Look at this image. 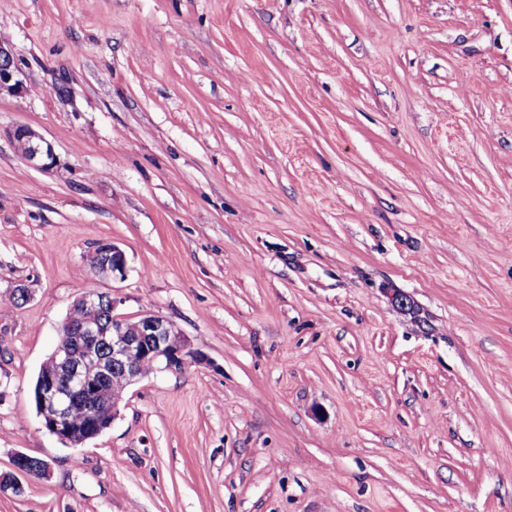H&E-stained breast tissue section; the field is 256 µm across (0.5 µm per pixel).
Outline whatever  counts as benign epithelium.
I'll return each mask as SVG.
<instances>
[{"label":"benign epithelium","mask_w":512,"mask_h":512,"mask_svg":"<svg viewBox=\"0 0 512 512\" xmlns=\"http://www.w3.org/2000/svg\"><path fill=\"white\" fill-rule=\"evenodd\" d=\"M25 87L17 78L11 54L0 42V95L20 96ZM15 145L22 146L21 157L31 167L42 171L59 165L52 145L26 126H16L9 133ZM94 274L102 279H124L127 259L114 242L103 240L88 255ZM121 300L110 293L84 292L71 310L86 314L74 323L65 318L59 340L51 354L54 369L40 374L33 390L38 416L44 428L64 445L79 448L107 430L120 412L128 386L145 376L141 364L148 362L152 371L180 370L197 360L175 325L165 317L143 312L135 317L120 312ZM119 375L112 389H103L111 375ZM78 407L86 413V424L77 429L70 416ZM13 472L0 474V492L22 487L18 476H50V464L42 459L31 466V456L16 453Z\"/></svg>","instance_id":"1"}]
</instances>
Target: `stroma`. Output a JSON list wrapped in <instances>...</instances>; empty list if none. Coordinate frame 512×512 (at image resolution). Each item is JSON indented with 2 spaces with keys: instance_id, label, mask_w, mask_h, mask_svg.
Here are the masks:
<instances>
[{
  "instance_id": "stroma-1",
  "label": "stroma",
  "mask_w": 512,
  "mask_h": 512,
  "mask_svg": "<svg viewBox=\"0 0 512 512\" xmlns=\"http://www.w3.org/2000/svg\"><path fill=\"white\" fill-rule=\"evenodd\" d=\"M0 40V474L51 464L0 512H512V0H0ZM89 287L201 360L72 449L31 390ZM25 91L22 80L17 78L11 54L0 42V95L7 93L21 96ZM10 139L21 153L23 160L31 167L42 171L52 170L59 165L52 145L26 126H16L9 133ZM22 145V148L21 146ZM101 255L106 258L102 259ZM94 274L102 279H124L127 275V259L123 250L114 242L103 240L88 255Z\"/></svg>"
}]
</instances>
